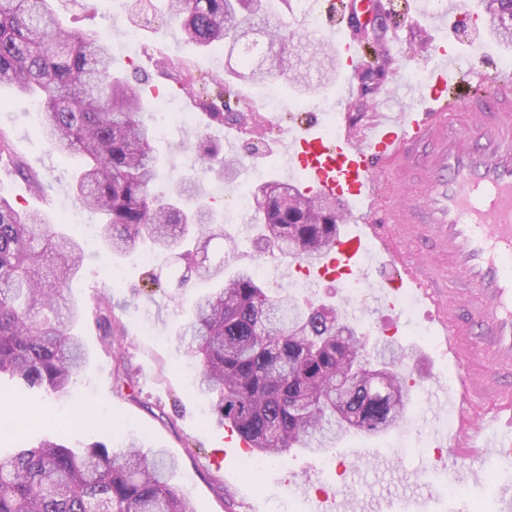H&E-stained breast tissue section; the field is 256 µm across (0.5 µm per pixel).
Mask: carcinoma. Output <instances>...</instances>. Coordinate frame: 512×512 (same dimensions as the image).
<instances>
[{
  "label": "carcinoma",
  "mask_w": 512,
  "mask_h": 512,
  "mask_svg": "<svg viewBox=\"0 0 512 512\" xmlns=\"http://www.w3.org/2000/svg\"><path fill=\"white\" fill-rule=\"evenodd\" d=\"M51 0H0V86L37 96L42 136L62 156L84 157L75 199L100 215L104 243L116 256L147 242L153 254L181 250L188 261L179 284L209 285L176 334L200 365L195 388L212 401L215 421L229 425L251 453L277 457L296 449L316 453L351 430L377 433L407 416L411 386L406 353L390 342L371 348L355 325L327 305L272 295L255 271L224 276L233 246L218 261L208 255L224 239L220 216L203 201L192 176L156 194L160 173L154 126L142 118L138 86L114 70L107 39L95 29L63 27ZM186 40L203 49L227 45L253 57L256 29L272 33L277 74L302 83L336 72V51L324 41L301 63L295 32L269 14L267 0H168ZM487 29L512 48V0H482ZM175 80L190 86L186 64L169 60ZM210 121L247 126L252 115L224 101L197 99ZM198 151L208 171L230 176L233 162L202 135ZM254 223L265 250L311 261L336 239V202L282 181L258 186ZM83 260L80 241L18 210L0 195V374L69 398L86 365L74 326L83 310L69 284ZM99 322L112 330V301L97 300ZM175 459L162 448L132 441L113 452L101 442L72 448L54 439L0 458V512H194L170 484Z\"/></svg>",
  "instance_id": "carcinoma-1"
}]
</instances>
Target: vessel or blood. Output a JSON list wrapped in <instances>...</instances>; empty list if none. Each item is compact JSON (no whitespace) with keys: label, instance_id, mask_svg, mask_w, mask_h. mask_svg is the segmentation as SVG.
Returning <instances> with one entry per match:
<instances>
[{"label":"vessel or blood","instance_id":"b4317fda","mask_svg":"<svg viewBox=\"0 0 512 512\" xmlns=\"http://www.w3.org/2000/svg\"><path fill=\"white\" fill-rule=\"evenodd\" d=\"M333 26L359 12L330 0ZM420 93L394 86L400 110L334 137L304 118L282 147L308 190L349 204L348 229L314 264V288L373 279L377 306L404 293L427 306L457 372L450 457L505 449L512 432V72L438 44Z\"/></svg>","mask_w":512,"mask_h":512}]
</instances>
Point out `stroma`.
Returning a JSON list of instances; mask_svg holds the SVG:
<instances>
[{
	"instance_id": "obj_1",
	"label": "stroma",
	"mask_w": 512,
	"mask_h": 512,
	"mask_svg": "<svg viewBox=\"0 0 512 512\" xmlns=\"http://www.w3.org/2000/svg\"><path fill=\"white\" fill-rule=\"evenodd\" d=\"M386 14L381 20L394 64L374 91L361 93L357 72L338 66L336 80L317 91L298 95L291 82L277 78L282 95L293 103L304 100L305 111L316 114L321 123L345 128L347 120L366 121L371 107L380 103L392 85L410 84L412 72H427L435 40L450 39L468 50H481L501 61L512 52L501 47L485 27L461 28L455 21L435 27L430 0H383ZM53 8L63 26L73 29L94 27L111 42L114 68L127 76L146 79L148 86L167 92L171 86L162 62L182 60L190 69L194 91L216 94L214 77L226 74L232 64L223 49L204 50L186 42L170 18L167 0H152L147 13H139L138 0H53ZM140 32L141 46L125 51L127 28ZM238 101L249 104L260 120L258 132L241 134L235 147L225 150L234 159L231 180L205 178L211 200L221 211L224 233L237 249L232 267L263 266V281L272 293H284L299 303H326L337 313L364 311L361 332L370 341L388 339L409 349L407 374L415 383L410 410L419 419L434 418L433 428L416 432L403 423L379 433H354L330 444L323 454L293 451L271 459L261 470L244 472L240 461L224 457V429L206 423L211 413L208 397L189 388V359L173 340L177 325L187 318L190 300L202 292V285L179 287L178 276L185 263L169 257L154 263L144 260V251L113 256L102 237L82 238L84 261L73 279L72 294L84 304L85 315L75 331L89 354V363L80 375L72 398L64 405L50 404L35 389H20L9 376H0V424L17 420L12 395H21L28 406L50 407L58 423L48 431L30 428L28 444L46 437H58L81 448L95 441L88 429L74 427L81 415H91L112 423V432L103 436L107 447L118 450L128 441L138 440L146 448H163L178 462L173 484L185 492L195 512H317L323 493L340 492L342 512H361L365 501L396 499L419 492H431V512H497V499L485 496V481L512 484V454L496 455L473 462L475 477L459 486L460 493L448 494L451 477L434 464L435 441L439 433L454 432V410L437 405L432 397L439 379L436 370L443 358V346L428 323L424 307L406 301L393 311H371L369 302H357L349 288L310 287L290 269L288 259L260 253L253 241L248 220L229 209L230 193L239 186L252 187L258 181L282 179L279 140L292 133L297 111L293 106L279 112L273 127H265L266 84L243 74L229 80ZM175 110L191 113L185 124L168 125L155 147L162 161V176L156 191L167 190L169 180L182 175H200L201 162L195 144L206 134L223 141L224 130L209 125L189 97L171 95ZM0 132L10 138L15 155L25 161L43 182L42 194H34L13 171L10 160L0 161V195L22 209L43 213L50 223H60L74 208L72 185L84 161L75 156L63 159L46 146L35 121L29 98L10 88L0 89ZM117 280H109L110 270ZM112 298V315L124 328L120 350L108 348L104 330L97 321L96 301L100 293ZM366 445L378 449L377 462L353 471L322 473L320 460L339 462L352 447Z\"/></svg>"
}]
</instances>
